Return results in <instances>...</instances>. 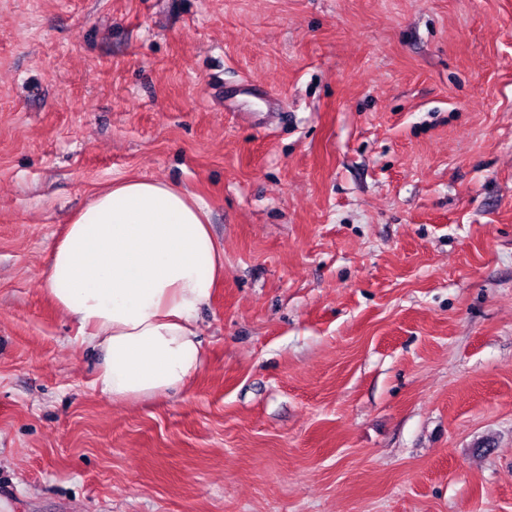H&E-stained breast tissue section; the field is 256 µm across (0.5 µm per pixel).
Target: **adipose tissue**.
Masks as SVG:
<instances>
[{
    "label": "adipose tissue",
    "mask_w": 512,
    "mask_h": 512,
    "mask_svg": "<svg viewBox=\"0 0 512 512\" xmlns=\"http://www.w3.org/2000/svg\"><path fill=\"white\" fill-rule=\"evenodd\" d=\"M223 277L206 204L176 185L126 177L72 216L46 285L101 356L94 389L128 403L182 389L205 365L199 314Z\"/></svg>",
    "instance_id": "adipose-tissue-1"
}]
</instances>
